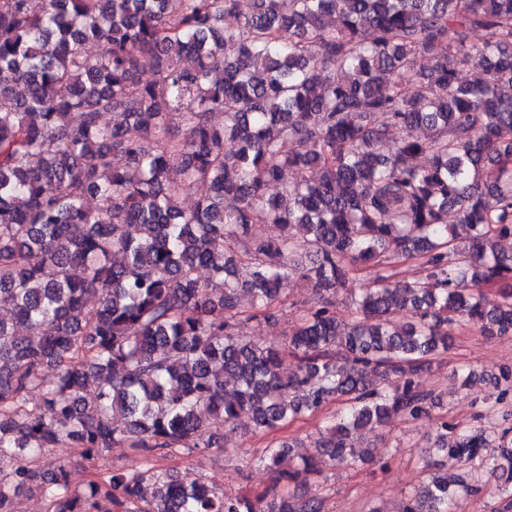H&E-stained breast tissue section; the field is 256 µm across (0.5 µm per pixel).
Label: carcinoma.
<instances>
[{"instance_id": "carcinoma-1", "label": "carcinoma", "mask_w": 512, "mask_h": 512, "mask_svg": "<svg viewBox=\"0 0 512 512\" xmlns=\"http://www.w3.org/2000/svg\"><path fill=\"white\" fill-rule=\"evenodd\" d=\"M464 67L480 78L459 83ZM508 240L512 0H0V512H323L290 486L381 462L353 432L429 415L418 378L455 330L512 334ZM358 264L374 286L344 317L333 298ZM293 274L321 305L281 346L245 338L241 296L269 320ZM493 385L512 394V367ZM334 402L318 457L296 439L259 457L270 500L152 463L222 447L244 415L264 432ZM436 431L469 469L429 474L401 512H452L491 480L512 512V429ZM119 444L147 467L75 485L52 456Z\"/></svg>"}]
</instances>
